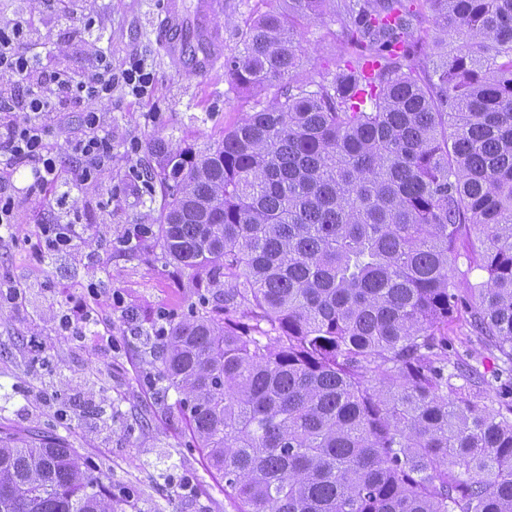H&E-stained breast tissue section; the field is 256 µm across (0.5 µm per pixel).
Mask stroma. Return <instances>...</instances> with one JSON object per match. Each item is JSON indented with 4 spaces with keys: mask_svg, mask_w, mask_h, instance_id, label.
I'll return each instance as SVG.
<instances>
[{
    "mask_svg": "<svg viewBox=\"0 0 512 512\" xmlns=\"http://www.w3.org/2000/svg\"><path fill=\"white\" fill-rule=\"evenodd\" d=\"M207 26L222 52L239 41L246 19L271 0H212ZM166 0H0V27L21 25L44 66L86 72L94 52L114 69L140 60L153 76L136 97L112 91L105 129L112 134V167L83 192L66 179L27 195L32 177H12L18 206L15 233L0 237V282L23 286L22 300L0 307V430L62 438L112 486L126 512H235L224 481L193 443L175 402L154 389L156 360L147 342L158 312L177 322L200 311L191 271L166 265L155 237L131 247L117 240L137 224L157 227L162 198L139 173L147 140L160 135L202 151L242 117L245 90L231 89L223 65L198 72L188 58L159 47L157 25ZM340 23L331 17L301 27L304 68H336L342 61ZM79 215L83 239L47 258L40 231ZM96 284L97 304L112 319V339L63 335L59 319L67 294ZM189 490H181L184 479Z\"/></svg>",
    "mask_w": 512,
    "mask_h": 512,
    "instance_id": "stroma-1",
    "label": "stroma"
}]
</instances>
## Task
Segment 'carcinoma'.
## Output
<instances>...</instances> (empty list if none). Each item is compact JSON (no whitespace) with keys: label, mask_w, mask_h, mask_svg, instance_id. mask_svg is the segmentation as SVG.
Wrapping results in <instances>:
<instances>
[{"label":"carcinoma","mask_w":512,"mask_h":512,"mask_svg":"<svg viewBox=\"0 0 512 512\" xmlns=\"http://www.w3.org/2000/svg\"><path fill=\"white\" fill-rule=\"evenodd\" d=\"M277 2L224 55L241 121L147 142L165 254L221 287L159 340L162 394L236 512H512V0ZM325 15L342 64L301 76ZM460 319L491 375L451 359ZM0 512L124 509L76 449L0 432Z\"/></svg>","instance_id":"carcinoma-1"}]
</instances>
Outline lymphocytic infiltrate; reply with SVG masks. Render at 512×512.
<instances>
[{"label":"lymphocytic infiltrate","instance_id":"f902f5d3","mask_svg":"<svg viewBox=\"0 0 512 512\" xmlns=\"http://www.w3.org/2000/svg\"><path fill=\"white\" fill-rule=\"evenodd\" d=\"M26 33L21 26L0 28V75L8 74L25 81V95L0 99V224L11 225L18 217L16 196L6 177L17 166L29 167L32 191L56 183L61 174L60 152L51 139V127L62 111L81 108L80 135L67 139L66 145L76 164L70 181L89 187L102 169L112 162V136L103 130V115L97 103L111 100L112 90L121 85L136 96L146 93L152 75L141 62L113 70L111 57L98 54L90 72L73 79L63 70L49 71L18 45Z\"/></svg>","mask_w":512,"mask_h":512}]
</instances>
